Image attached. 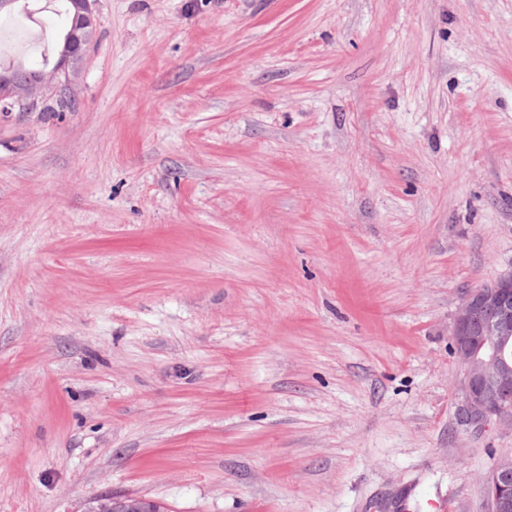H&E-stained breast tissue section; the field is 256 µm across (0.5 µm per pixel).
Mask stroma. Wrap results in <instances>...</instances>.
Here are the masks:
<instances>
[{
    "label": "stroma",
    "mask_w": 512,
    "mask_h": 512,
    "mask_svg": "<svg viewBox=\"0 0 512 512\" xmlns=\"http://www.w3.org/2000/svg\"><path fill=\"white\" fill-rule=\"evenodd\" d=\"M94 8L73 108L0 111V512H491L449 329L512 269V0ZM83 512H164L161 506L141 496L104 493L93 497Z\"/></svg>",
    "instance_id": "obj_1"
}]
</instances>
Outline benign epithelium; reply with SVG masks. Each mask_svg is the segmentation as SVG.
Wrapping results in <instances>:
<instances>
[{
	"mask_svg": "<svg viewBox=\"0 0 512 512\" xmlns=\"http://www.w3.org/2000/svg\"><path fill=\"white\" fill-rule=\"evenodd\" d=\"M73 24L62 37L54 64L28 70L23 78L14 67L0 69V99L28 111L48 94L65 86L88 57L97 19L95 0H68ZM453 353L463 377L459 416L465 425L482 428L495 419L512 421V271L469 290L458 307L450 331ZM491 512H512V455L499 457L485 480ZM83 512H163L141 496L100 494Z\"/></svg>",
	"mask_w": 512,
	"mask_h": 512,
	"instance_id": "benign-epithelium-1",
	"label": "benign epithelium"
}]
</instances>
